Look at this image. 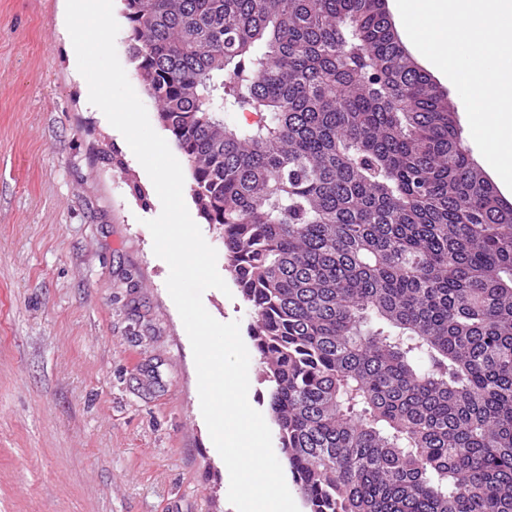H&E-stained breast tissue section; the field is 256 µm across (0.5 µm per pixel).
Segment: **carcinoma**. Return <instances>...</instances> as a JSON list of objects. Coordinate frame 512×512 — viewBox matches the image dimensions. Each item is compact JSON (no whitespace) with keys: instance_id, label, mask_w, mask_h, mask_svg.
<instances>
[{"instance_id":"carcinoma-1","label":"carcinoma","mask_w":512,"mask_h":512,"mask_svg":"<svg viewBox=\"0 0 512 512\" xmlns=\"http://www.w3.org/2000/svg\"><path fill=\"white\" fill-rule=\"evenodd\" d=\"M123 14L307 512H512V203L380 0Z\"/></svg>"}]
</instances>
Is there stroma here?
Segmentation results:
<instances>
[{
  "label": "stroma",
  "mask_w": 512,
  "mask_h": 512,
  "mask_svg": "<svg viewBox=\"0 0 512 512\" xmlns=\"http://www.w3.org/2000/svg\"><path fill=\"white\" fill-rule=\"evenodd\" d=\"M66 0H0V512H236L146 220L155 188L88 100ZM413 59L455 102L451 81ZM138 183L136 197L130 183ZM252 322L238 286L202 295Z\"/></svg>",
  "instance_id": "35a3bbf8"
}]
</instances>
